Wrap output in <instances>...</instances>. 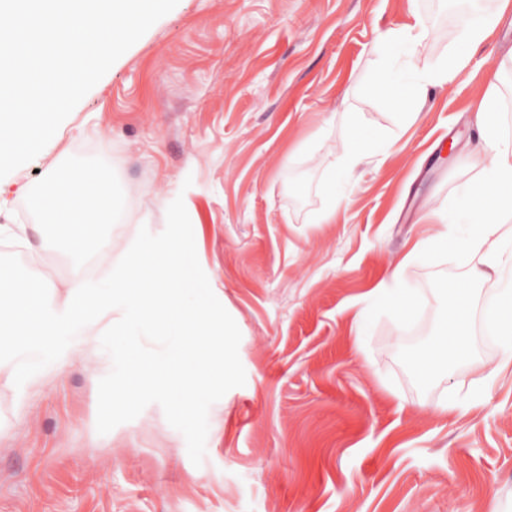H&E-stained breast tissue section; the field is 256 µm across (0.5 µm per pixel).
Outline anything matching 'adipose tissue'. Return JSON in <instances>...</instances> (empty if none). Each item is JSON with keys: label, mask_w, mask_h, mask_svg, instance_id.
Segmentation results:
<instances>
[{"label": "adipose tissue", "mask_w": 512, "mask_h": 512, "mask_svg": "<svg viewBox=\"0 0 512 512\" xmlns=\"http://www.w3.org/2000/svg\"><path fill=\"white\" fill-rule=\"evenodd\" d=\"M497 18L493 15L475 17L461 34L463 53L455 55L450 64L421 71L415 81L403 84L395 80L388 68H380L373 76L371 90L392 108L405 112L421 106L428 87L452 82L465 67L484 40ZM500 89L489 84L477 110L476 127L484 145L474 153L472 164L480 177L463 194L459 214L471 224V232L456 240L455 246L477 260L470 270L471 282H479L497 273L504 259L501 240L495 226L504 211L512 209V143L500 136ZM338 162L346 177H353L357 168L375 150L374 136L364 133L356 121H349ZM108 190L98 174L88 168H77L47 178L41 188V207L45 212L47 232L42 247L52 250L66 245L80 248L99 233L108 205ZM448 324L438 341L419 358L423 375L439 371L450 355L462 352L471 332L468 298L463 288L449 284L445 292Z\"/></svg>", "instance_id": "adipose-tissue-1"}]
</instances>
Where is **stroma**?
Returning a JSON list of instances; mask_svg holds the SVG:
<instances>
[{
    "instance_id": "obj_1",
    "label": "stroma",
    "mask_w": 512,
    "mask_h": 512,
    "mask_svg": "<svg viewBox=\"0 0 512 512\" xmlns=\"http://www.w3.org/2000/svg\"><path fill=\"white\" fill-rule=\"evenodd\" d=\"M463 2L179 0L0 179V225H28L19 257L56 296L89 265L105 277L183 197L246 372L210 407L198 467L156 404L98 434L100 361H69L21 395L0 379V512H512V362L486 323L512 263L472 287L467 357L427 380L416 365L441 324L442 285L473 264L431 245L422 215L447 214L478 179L473 110L490 82L512 140V29H490L415 120L368 90L388 34L423 21L428 53L409 63L421 71L459 50L466 13L498 7ZM347 110L398 143L358 170L334 223L316 224ZM82 166L112 184L103 235L79 254L43 250L35 196L54 170ZM418 243L401 283L416 305L375 300ZM450 401L457 410L440 412Z\"/></svg>"
}]
</instances>
